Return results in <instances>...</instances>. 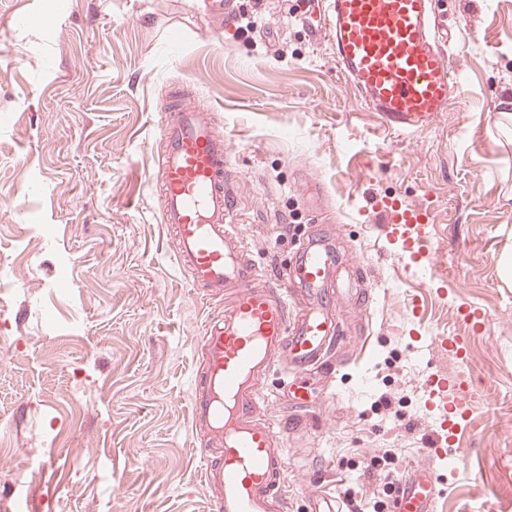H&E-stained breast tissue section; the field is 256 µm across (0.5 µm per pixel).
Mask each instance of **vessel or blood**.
<instances>
[{"instance_id": "vessel-or-blood-1", "label": "vessel or blood", "mask_w": 512, "mask_h": 512, "mask_svg": "<svg viewBox=\"0 0 512 512\" xmlns=\"http://www.w3.org/2000/svg\"><path fill=\"white\" fill-rule=\"evenodd\" d=\"M324 17L337 68L387 128L419 134L448 110L458 79L432 0H324ZM157 110L164 157L153 182L162 219L192 287L225 300L223 315L205 328L204 365L190 382L194 421L207 430L211 446L203 475L217 491L213 512H287L284 438L257 417L267 401L261 381L280 363L296 376L325 363L339 337L336 293L327 286L336 250L325 240H308L292 280L272 282L235 222L223 133L184 89L159 100ZM378 208L388 216L390 240L401 241L417 267L428 265L422 212L394 201ZM299 294L306 306L290 311ZM429 401L451 407L436 424L437 446L430 451L444 460L469 410V390L442 379L431 384ZM437 492L434 467L416 466L399 481L393 512H433Z\"/></svg>"}]
</instances>
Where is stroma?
Instances as JSON below:
<instances>
[{"label":"stroma","mask_w":512,"mask_h":512,"mask_svg":"<svg viewBox=\"0 0 512 512\" xmlns=\"http://www.w3.org/2000/svg\"><path fill=\"white\" fill-rule=\"evenodd\" d=\"M0 0V512H210L190 380L203 299L151 190L155 102L179 84L228 142L255 262L285 272L300 242L336 245V368L275 367L263 420L284 432L288 512L311 493L389 512L433 463L435 512H512V0H435L462 80L417 135L387 129L339 73L322 0ZM422 210L433 266L411 268L375 201ZM335 221H317L319 209ZM485 321L468 327L463 307ZM459 337L458 358L436 344ZM464 380L462 454L431 461L432 379Z\"/></svg>","instance_id":"obj_1"}]
</instances>
